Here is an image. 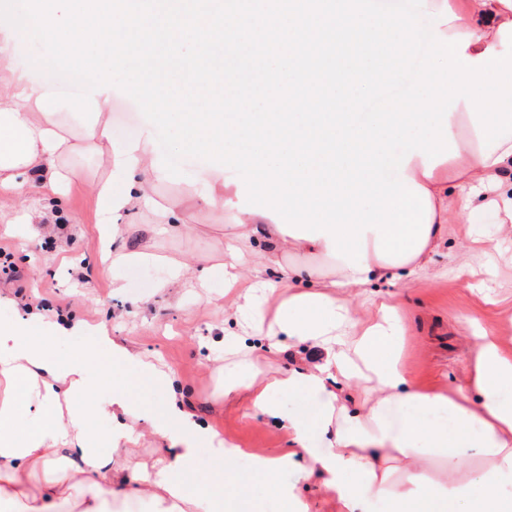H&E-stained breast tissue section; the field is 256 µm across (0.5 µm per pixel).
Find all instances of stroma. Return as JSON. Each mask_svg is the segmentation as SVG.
Here are the masks:
<instances>
[{
    "mask_svg": "<svg viewBox=\"0 0 512 512\" xmlns=\"http://www.w3.org/2000/svg\"><path fill=\"white\" fill-rule=\"evenodd\" d=\"M112 135L134 140L145 132L143 114L125 95L113 98ZM78 176L65 197L46 203L48 223L25 225L22 233L0 232L21 279L0 273V322L15 317L24 297L45 300L52 309L105 328L111 336L136 349L157 355L184 387L188 407L216 428L221 437L250 453L279 456L289 448L287 435L254 410L247 393L224 399L217 379L224 374V341L236 338L240 347L254 344L247 326L233 314H216L210 298L223 288H182L158 291L161 268L130 266L122 270V291H115L111 274L101 272L95 256L96 225L107 223L85 182L109 171L105 157L80 156ZM149 216L125 225L124 238L152 251L183 255L204 269L224 259L223 217L213 212L199 217L193 231L172 238L144 231ZM486 257L475 251L466 227H448V245L424 271L404 284L382 281L348 294L354 317L366 321L386 301L397 306L405 326L403 364L418 385L432 388L467 387L472 339L463 326L477 320L488 330L512 318V255L497 259V272H485ZM467 275H459V267Z\"/></svg>",
    "mask_w": 512,
    "mask_h": 512,
    "instance_id": "stroma-1",
    "label": "stroma"
}]
</instances>
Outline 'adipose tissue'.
<instances>
[{
  "mask_svg": "<svg viewBox=\"0 0 512 512\" xmlns=\"http://www.w3.org/2000/svg\"><path fill=\"white\" fill-rule=\"evenodd\" d=\"M425 7L432 30L468 35L466 54L473 59L500 49L499 28L512 23V0H426ZM20 45L0 26V226L10 231L20 220L41 222L42 201L67 191L76 158L106 156L108 175L87 187L112 217L98 227L99 262L112 270L113 288H121V269L151 258L116 247L121 224L148 212L159 232L187 230L183 212L153 193L176 170L151 135L113 140L111 93L98 95L100 116L92 130L72 131L55 111L49 88L16 65ZM449 124L457 156L429 173L415 155L404 171L427 190L431 203L426 243L404 261L388 263L371 250L368 270L349 268L332 257L325 240L281 233L271 218L232 207L237 186L218 175L197 194L195 206L224 217L223 263L201 275L191 259L159 260L166 271L160 289L184 288L202 276L222 278L235 292L236 316L255 335L322 349L320 364L270 373L235 341L225 348L234 357L224 377L225 398L248 391L252 407L287 434L288 452L244 455L185 407L176 376L158 361L83 321L34 310L0 325V512H128L133 503L146 512H236L251 499L256 475L281 512H310L297 485L315 476L342 512H372L378 503L385 512H512V356L495 333L466 320L474 339L467 388L424 389L402 364L403 327L395 307H382L379 321L355 334L348 329L350 309L336 296L340 288L410 278L431 264L452 224L467 225L470 241L485 253L500 251L512 224V186L501 179L512 170V139L501 140L485 157L465 106L453 110ZM480 197L497 214V224H473ZM290 254L308 261L285 263ZM271 266L279 268V280L265 279ZM76 335L85 339L82 350L67 358L54 352L56 339ZM340 376L373 381L372 398L349 408L336 393ZM107 381L112 395L101 404L92 395ZM142 385L160 397L162 414L139 404ZM280 394L310 399L313 408L286 412L276 400ZM100 415L110 421L103 431L91 427ZM139 423L163 441L146 457L134 451ZM204 448L210 451L205 460ZM242 456L249 460L244 473L231 466ZM192 469L200 484L185 480ZM286 470L294 482L280 480Z\"/></svg>",
  "mask_w": 512,
  "mask_h": 512,
  "instance_id": "1",
  "label": "adipose tissue"
}]
</instances>
